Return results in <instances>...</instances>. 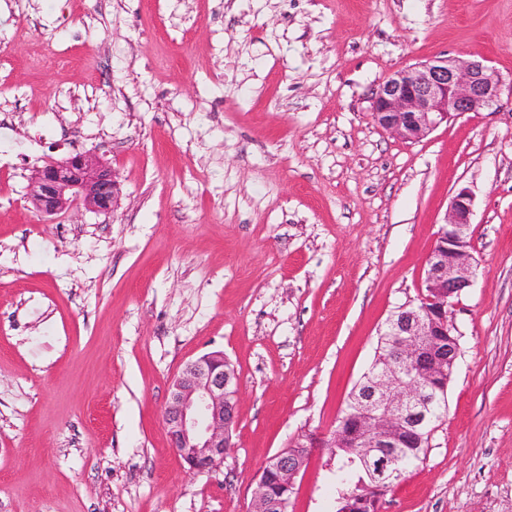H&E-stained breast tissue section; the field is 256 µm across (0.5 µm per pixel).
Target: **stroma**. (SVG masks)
Here are the masks:
<instances>
[{
    "mask_svg": "<svg viewBox=\"0 0 512 512\" xmlns=\"http://www.w3.org/2000/svg\"><path fill=\"white\" fill-rule=\"evenodd\" d=\"M512 76V0H0V512H249L262 466L331 437L417 303L451 197H474L448 412L380 512H512V106L401 141L394 70ZM108 162L107 215L47 221L35 167ZM210 352L233 446L191 473L162 413ZM315 449L288 512H333Z\"/></svg>",
    "mask_w": 512,
    "mask_h": 512,
    "instance_id": "1",
    "label": "stroma"
}]
</instances>
